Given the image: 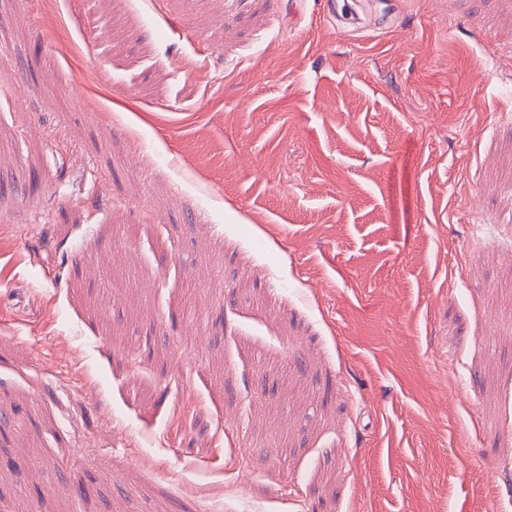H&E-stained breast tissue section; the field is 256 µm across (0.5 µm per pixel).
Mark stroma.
I'll list each match as a JSON object with an SVG mask.
<instances>
[{
    "label": "stroma",
    "mask_w": 512,
    "mask_h": 512,
    "mask_svg": "<svg viewBox=\"0 0 512 512\" xmlns=\"http://www.w3.org/2000/svg\"><path fill=\"white\" fill-rule=\"evenodd\" d=\"M0 0V512H512V0Z\"/></svg>",
    "instance_id": "35a3bbf8"
}]
</instances>
